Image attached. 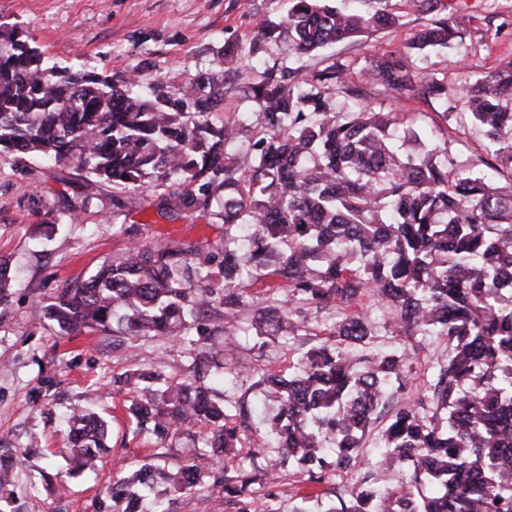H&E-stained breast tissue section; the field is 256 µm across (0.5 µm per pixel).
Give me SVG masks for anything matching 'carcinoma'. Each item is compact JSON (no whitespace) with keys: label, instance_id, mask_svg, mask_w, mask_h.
Segmentation results:
<instances>
[{"label":"carcinoma","instance_id":"carcinoma-1","mask_svg":"<svg viewBox=\"0 0 512 512\" xmlns=\"http://www.w3.org/2000/svg\"><path fill=\"white\" fill-rule=\"evenodd\" d=\"M372 2L362 12L288 0L279 21L256 25L248 57L259 60L285 31L295 53L309 56L399 23L392 0ZM459 33L453 15L431 19L401 48L373 57L364 81L397 102L434 99L447 111L461 103L484 131L482 176L448 169V141L428 143L411 127L414 150L402 151L391 133L398 113L365 104L342 63L303 71L276 60L257 75L251 63L238 69L239 89L263 120L257 132L239 119L201 121L233 90L223 71L175 88L72 72L47 65L24 28L0 25V152L71 164L86 186L53 223L105 207L90 187L109 183L114 210L125 193L163 188L162 217L197 214L224 225L221 248L135 240L44 307L63 336L110 329L115 344L124 335L178 333L194 346L225 336L221 353L198 351L179 381L154 367L113 377L130 395L123 412L132 433L170 444L210 426L191 458L171 469L148 461L102 487L112 506L126 502L120 512H142L145 491L160 480L189 491L239 454L244 429L224 386L234 381L231 347L242 320L258 336L289 341L332 305L343 313L334 335L359 348L376 330L350 309L371 295L392 316V332L448 337L451 355L427 386L436 409L447 410V426L414 405L393 412L377 448L380 475L332 512H512V61L448 91L416 61ZM338 98L346 109L336 110ZM293 297L309 308H291ZM359 363L328 340L304 352L292 375L267 373L251 385L256 408L278 403L265 441L277 455L261 470L223 474L224 507L273 512L274 471L290 461L314 483L327 468L356 466L377 409L410 370L405 350ZM107 429L95 414L70 410L69 475L95 472ZM422 475L438 483L429 495L416 492Z\"/></svg>","mask_w":512,"mask_h":512}]
</instances>
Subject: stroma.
Masks as SVG:
<instances>
[{"label": "stroma", "mask_w": 512, "mask_h": 512, "mask_svg": "<svg viewBox=\"0 0 512 512\" xmlns=\"http://www.w3.org/2000/svg\"><path fill=\"white\" fill-rule=\"evenodd\" d=\"M445 13L464 16L462 33L451 47L428 50L418 61L429 76L449 87L464 75L480 76L512 61V0H443ZM287 0H0V23H19L33 43L56 65L74 70L139 72L178 85L187 76L224 69V43L248 44L255 21L277 17ZM399 25L370 30L321 53L326 62L341 61L359 81L367 59L405 43L427 20L414 0H397ZM225 70V69H224ZM365 102L382 112L405 113L407 122L430 141L447 140L454 168L480 176L484 133L470 120L444 119L436 102L408 98L393 101L383 87L365 85ZM82 189L67 166L36 158L0 153V257L10 263L14 278L8 304L0 305V459L15 461V480L0 488V512H95L103 485L117 480L122 469L138 468L156 456L159 445L149 434L135 435L124 425L123 396L114 391L113 375L139 364L159 363L170 376L181 377L192 350L179 339L134 337L113 348L111 332L61 336L41 308L62 288L89 279L129 245L128 225L139 227L138 239L164 241L171 228L187 243H220L224 227L180 219L169 222L155 210H140L129 198L124 211L105 216L98 208L80 212L77 223L47 229L49 218L63 213ZM362 313L377 327L364 354L409 349V379L391 405L418 402L433 366L448 357V341L440 336H396L387 328L389 315L366 303ZM334 329L330 316L309 318L299 336L262 345L252 333L242 334L233 366L236 384L226 397L251 398V384L267 372L292 374L308 348L325 341ZM84 406L108 419L107 447L97 478L70 477L58 483L56 473L67 465L59 455L62 434L57 418L67 408ZM385 418H378L366 438L369 453L352 471L311 484L307 473L285 465L278 474L273 512H329L351 503V494L369 471L371 451L379 444ZM42 437L39 453L27 454L31 434ZM223 496L212 480L189 493L168 489L150 503L151 512H218Z\"/></svg>", "instance_id": "1"}]
</instances>
